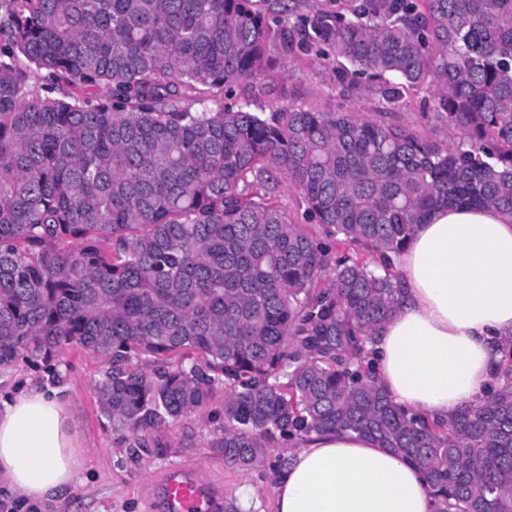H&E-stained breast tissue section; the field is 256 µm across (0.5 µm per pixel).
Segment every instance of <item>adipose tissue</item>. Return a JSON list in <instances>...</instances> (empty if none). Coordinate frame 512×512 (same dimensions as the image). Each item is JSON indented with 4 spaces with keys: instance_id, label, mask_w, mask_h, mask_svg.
<instances>
[{
    "instance_id": "adipose-tissue-1",
    "label": "adipose tissue",
    "mask_w": 512,
    "mask_h": 512,
    "mask_svg": "<svg viewBox=\"0 0 512 512\" xmlns=\"http://www.w3.org/2000/svg\"><path fill=\"white\" fill-rule=\"evenodd\" d=\"M402 295L371 347L380 383L403 407L441 420L503 382L512 345V217L434 209L398 258ZM68 400L32 388L0 405V480L33 500L69 488L81 465ZM421 469L370 437L314 435L277 479L275 512H435Z\"/></svg>"
}]
</instances>
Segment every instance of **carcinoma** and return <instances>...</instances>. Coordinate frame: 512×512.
Here are the masks:
<instances>
[{"label":"carcinoma","mask_w":512,"mask_h":512,"mask_svg":"<svg viewBox=\"0 0 512 512\" xmlns=\"http://www.w3.org/2000/svg\"><path fill=\"white\" fill-rule=\"evenodd\" d=\"M0 11V366L67 345L104 359L98 402L133 456L204 411L240 470L352 432L419 465L436 512H512V348L505 384L446 422L365 364L416 226L440 206L512 216V0H359L301 27L254 0ZM297 38L392 105L429 91L448 138L309 103L204 105L285 69Z\"/></svg>","instance_id":"cac0c4a2"}]
</instances>
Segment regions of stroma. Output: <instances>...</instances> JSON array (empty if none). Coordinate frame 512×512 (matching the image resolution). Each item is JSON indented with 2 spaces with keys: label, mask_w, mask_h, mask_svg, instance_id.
<instances>
[{
  "label": "stroma",
  "mask_w": 512,
  "mask_h": 512,
  "mask_svg": "<svg viewBox=\"0 0 512 512\" xmlns=\"http://www.w3.org/2000/svg\"><path fill=\"white\" fill-rule=\"evenodd\" d=\"M350 4L351 0H260L259 6L271 22L281 18L284 6H292L290 19L295 22L318 9L343 11ZM342 66V61L323 56L317 48L298 45L288 57L287 70L275 71L259 89L235 86L224 94L223 101L228 105L249 103L254 112L270 111L280 102H313L326 109L352 110L370 117L385 114L423 135L441 137V130L430 119L435 104L430 93L410 91L389 111L381 80L363 75L357 77L356 88L345 89L339 81ZM102 370L99 359L73 347L60 350L48 362L0 367V402L33 386L47 384L61 389L70 402L82 457L78 477L68 491L54 501L31 504L22 512H164L157 484L166 470L176 466L195 470L219 491L222 503L215 512H225V503L237 502L238 488L247 483L256 490L251 512H274L276 483L267 466L249 471L226 467L223 456L209 446L213 433L206 415L169 428L168 455L130 459L129 433L113 430L97 400L95 384Z\"/></svg>",
  "instance_id": "obj_1"
}]
</instances>
